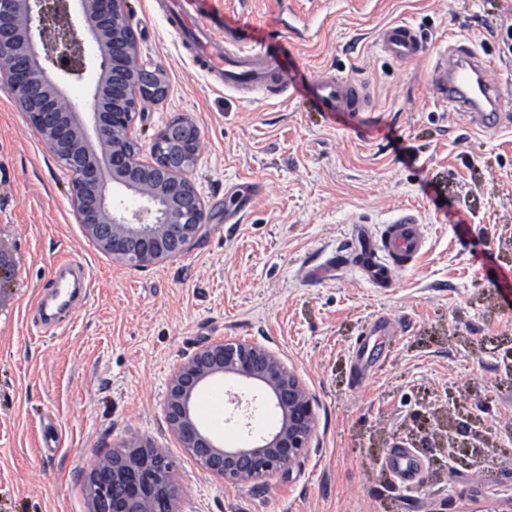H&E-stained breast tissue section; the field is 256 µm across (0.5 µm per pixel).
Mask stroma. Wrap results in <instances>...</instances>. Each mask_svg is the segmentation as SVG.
Returning a JSON list of instances; mask_svg holds the SVG:
<instances>
[{
    "instance_id": "35a3bbf8",
    "label": "stroma",
    "mask_w": 512,
    "mask_h": 512,
    "mask_svg": "<svg viewBox=\"0 0 512 512\" xmlns=\"http://www.w3.org/2000/svg\"><path fill=\"white\" fill-rule=\"evenodd\" d=\"M127 0L143 60L169 93L135 128L201 131L188 177L209 216L183 255L119 263L83 236L70 179L0 86V512H89V465L129 436L172 461L174 512H512V116L485 132L427 88L429 64L378 45L408 23L426 40H470L512 99V0H207L253 44L288 49V97L249 101L199 70L164 13ZM328 70L365 83L371 112L325 114L310 84ZM412 210L418 264L389 287L360 277L357 235L380 241ZM61 260L83 265L87 296L50 330L36 307ZM367 372L355 353L369 322ZM240 338L275 352L306 383L317 430L291 473L215 480L172 436L163 403L173 366L197 345ZM472 413L490 439L480 464L448 470V420ZM418 480L386 467L392 444Z\"/></svg>"
}]
</instances>
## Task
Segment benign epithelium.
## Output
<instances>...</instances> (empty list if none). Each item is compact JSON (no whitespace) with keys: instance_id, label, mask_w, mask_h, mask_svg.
Returning <instances> with one entry per match:
<instances>
[{"instance_id":"obj_1","label":"benign epithelium","mask_w":512,"mask_h":512,"mask_svg":"<svg viewBox=\"0 0 512 512\" xmlns=\"http://www.w3.org/2000/svg\"><path fill=\"white\" fill-rule=\"evenodd\" d=\"M126 0H0V83L41 134L71 179L70 203L83 235L112 259L139 268L181 256L208 222L205 203L187 177L199 159L200 129L173 119L140 159L136 116L164 98L163 70L144 62ZM97 47L94 61L85 40ZM89 74L90 121L66 93L67 77ZM139 196L134 211L110 189ZM259 386L280 415L278 427L237 448L201 424L194 404L216 378ZM314 398L295 370L267 348L237 338L210 341L182 357L171 372L163 403L181 447L214 478L247 485L300 465L316 431ZM476 435L467 451L471 467L483 454ZM167 456L131 437L91 466L90 512H172L176 488Z\"/></svg>"}]
</instances>
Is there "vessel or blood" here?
Returning a JSON list of instances; mask_svg holds the SVG:
<instances>
[{
  "label": "vessel or blood",
  "mask_w": 512,
  "mask_h": 512,
  "mask_svg": "<svg viewBox=\"0 0 512 512\" xmlns=\"http://www.w3.org/2000/svg\"><path fill=\"white\" fill-rule=\"evenodd\" d=\"M205 2L179 0L169 19L176 33L190 44L198 68L220 76L225 90L251 99L279 94V76L288 66L287 58H273L253 50L252 40L242 27L226 28L223 37H216ZM379 44L389 56L403 62L431 55L429 88L433 95L452 111L464 113L479 128L499 127L505 96L490 60L475 50L469 40L458 39L449 47L432 50L418 29L397 23L381 31ZM312 93L327 113H357L370 104L365 84L326 71L318 74ZM424 248L425 236L414 216L400 214L386 226L381 257L371 258L363 272L374 286L384 287L386 265L411 266ZM387 465L401 480H411L413 465L407 450L395 447Z\"/></svg>",
  "instance_id": "1"
}]
</instances>
